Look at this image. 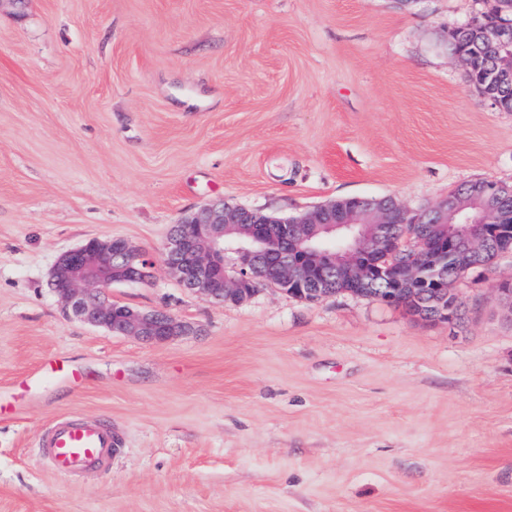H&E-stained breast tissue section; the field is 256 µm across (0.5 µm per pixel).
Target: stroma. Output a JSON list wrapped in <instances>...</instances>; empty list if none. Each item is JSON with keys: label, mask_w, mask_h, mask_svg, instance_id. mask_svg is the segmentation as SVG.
I'll list each match as a JSON object with an SVG mask.
<instances>
[{"label": "stroma", "mask_w": 512, "mask_h": 512, "mask_svg": "<svg viewBox=\"0 0 512 512\" xmlns=\"http://www.w3.org/2000/svg\"><path fill=\"white\" fill-rule=\"evenodd\" d=\"M492 0H0V512H512V253L462 275L451 327L339 293L219 305L165 268L113 300L197 335L69 316L64 252L158 251L213 201L277 216L360 196L419 213L512 187V112L449 32ZM48 358L83 375L22 381ZM110 422L109 469L39 440ZM490 181H476L461 187L456 196L460 195L462 201L468 205L467 211L475 214L486 201L487 196L481 193V189L490 187ZM116 440L109 426L97 421L66 418L43 433L40 454L44 465L62 477L112 465Z\"/></svg>", "instance_id": "35a3bbf8"}]
</instances>
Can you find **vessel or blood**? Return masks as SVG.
<instances>
[{
	"label": "vessel or blood",
	"instance_id": "vessel-or-blood-1",
	"mask_svg": "<svg viewBox=\"0 0 512 512\" xmlns=\"http://www.w3.org/2000/svg\"><path fill=\"white\" fill-rule=\"evenodd\" d=\"M116 440L109 426L97 421L66 418L44 432L40 454L44 465L62 477L110 467Z\"/></svg>",
	"mask_w": 512,
	"mask_h": 512
}]
</instances>
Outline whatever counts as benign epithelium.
Segmentation results:
<instances>
[{
	"instance_id": "7a95c632",
	"label": "benign epithelium",
	"mask_w": 512,
	"mask_h": 512,
	"mask_svg": "<svg viewBox=\"0 0 512 512\" xmlns=\"http://www.w3.org/2000/svg\"><path fill=\"white\" fill-rule=\"evenodd\" d=\"M490 14L496 19L481 28V35L504 55L487 79L512 80V19L499 15L495 6ZM340 203L343 213L337 219L327 217L336 211L334 203L301 216L265 218L259 210L206 204L173 226L157 254L121 237L89 238L59 259L52 290L66 310L90 326L162 344L192 335L194 326L168 311L142 310L110 299L112 284L148 283L161 263L192 293L218 304L242 303L257 291L259 266L267 263L276 276L270 287L316 301L336 294L320 284L343 273L363 280L373 270L386 281L394 276L424 283L411 315L451 327L463 306L448 303V255H468L473 265L486 266L489 248L505 239L512 242V226L503 223L497 207L486 208L474 224L454 196L420 213L399 207L408 217L409 233L402 238L394 233L389 213L374 207L377 200L350 197ZM450 216L479 231L483 247H475L467 236L437 239L428 233L427 225L446 224ZM355 295L386 305L397 300L394 288Z\"/></svg>"
}]
</instances>
